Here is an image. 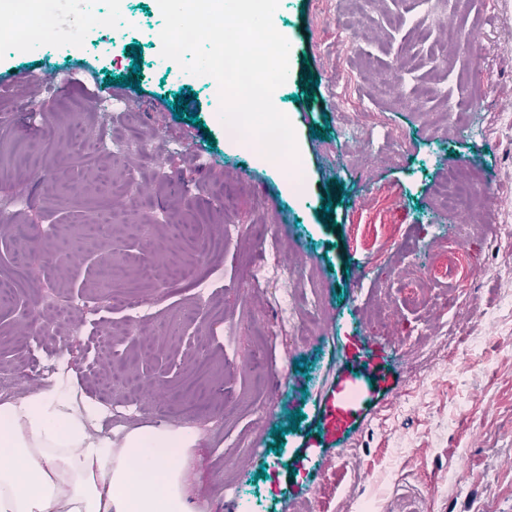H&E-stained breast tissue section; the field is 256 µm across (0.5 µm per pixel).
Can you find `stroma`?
I'll return each mask as SVG.
<instances>
[{
	"label": "stroma",
	"instance_id": "1",
	"mask_svg": "<svg viewBox=\"0 0 512 512\" xmlns=\"http://www.w3.org/2000/svg\"><path fill=\"white\" fill-rule=\"evenodd\" d=\"M152 5L96 0L136 24L81 43L0 42V377L24 395L63 359L90 397L138 404L108 419L113 436L198 427L200 512H297L313 499L319 512H512V207H487L456 289L410 301L425 246L455 242L465 218L441 207L453 163L512 192V0H280L290 51L278 99L299 191L225 136L217 81L162 57ZM134 44L136 90L111 82L130 74ZM40 69L54 85L15 79ZM182 90L199 124L174 117ZM107 94L126 108L101 111ZM116 130L148 152L83 148V134ZM399 139V159L367 167L365 150ZM297 249L303 263L286 271L280 257ZM315 290L324 310L309 340L288 295ZM49 296L96 312L57 333ZM377 345L390 352L376 373L353 365ZM349 376L365 397L338 440L327 402Z\"/></svg>",
	"mask_w": 512,
	"mask_h": 512
}]
</instances>
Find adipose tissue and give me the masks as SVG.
<instances>
[{
	"mask_svg": "<svg viewBox=\"0 0 512 512\" xmlns=\"http://www.w3.org/2000/svg\"><path fill=\"white\" fill-rule=\"evenodd\" d=\"M107 407L71 373L0 400V512H193L191 425L113 437Z\"/></svg>",
	"mask_w": 512,
	"mask_h": 512,
	"instance_id": "1",
	"label": "adipose tissue"
}]
</instances>
